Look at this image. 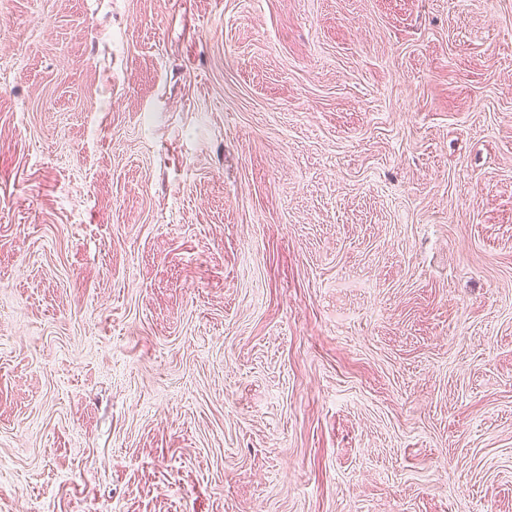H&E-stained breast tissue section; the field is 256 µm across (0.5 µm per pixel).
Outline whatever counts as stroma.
Wrapping results in <instances>:
<instances>
[{
    "label": "stroma",
    "instance_id": "obj_1",
    "mask_svg": "<svg viewBox=\"0 0 512 512\" xmlns=\"http://www.w3.org/2000/svg\"><path fill=\"white\" fill-rule=\"evenodd\" d=\"M0 512H512V0H0Z\"/></svg>",
    "mask_w": 512,
    "mask_h": 512
}]
</instances>
